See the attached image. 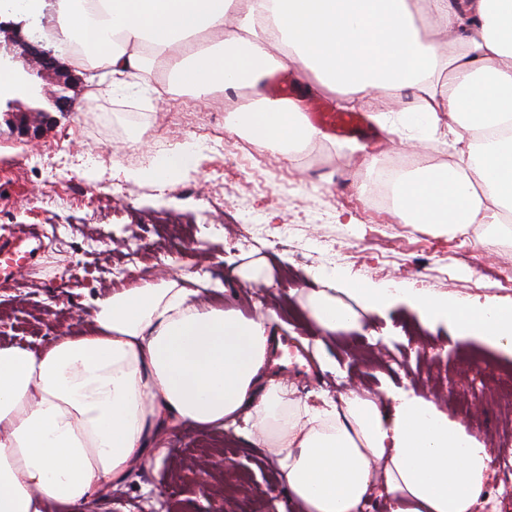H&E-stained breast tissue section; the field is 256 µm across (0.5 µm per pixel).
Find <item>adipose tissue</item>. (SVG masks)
<instances>
[{"mask_svg":"<svg viewBox=\"0 0 512 512\" xmlns=\"http://www.w3.org/2000/svg\"><path fill=\"white\" fill-rule=\"evenodd\" d=\"M49 39L110 86L153 93L147 52L171 84L207 97L247 89L233 132L285 160L322 132L300 100L274 101L265 81L298 69L307 89L353 109L368 91L410 90L413 102L375 111L386 133L441 139L450 162L415 166L394 184L399 223L457 234L494 226L512 239V0H23ZM280 55H273V48ZM184 144L133 172L169 185L197 171ZM322 272L301 289L313 339L358 332V311L403 303L452 341L479 339L512 356V302L348 285ZM192 274L124 288L93 302L90 330L45 347L0 346V512H71L150 462L175 426L207 432L244 423L269 448L294 512H477L490 477L484 445L434 399L391 385L314 401L272 377L275 310L255 316L204 302Z\"/></svg>","mask_w":512,"mask_h":512,"instance_id":"ef3b65f1","label":"adipose tissue"}]
</instances>
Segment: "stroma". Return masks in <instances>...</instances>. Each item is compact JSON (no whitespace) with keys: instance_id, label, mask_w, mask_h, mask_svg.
Segmentation results:
<instances>
[{"instance_id":"35a3bbf8","label":"stroma","mask_w":512,"mask_h":512,"mask_svg":"<svg viewBox=\"0 0 512 512\" xmlns=\"http://www.w3.org/2000/svg\"><path fill=\"white\" fill-rule=\"evenodd\" d=\"M72 112L57 115L33 142L13 132L0 99V235L22 225L43 233L36 259L0 278V345L40 348L60 331L88 324L96 298L157 280L182 269L208 274L221 291L204 299L251 316L276 310L281 346L270 372L292 381L299 397H339L355 387L381 392L384 382L440 400L449 419L483 442L493 457L512 451V409L499 408L474 383L480 376L512 378V358L479 340L450 347L446 325L425 328L417 312L399 305L386 313H362L363 332L337 336L317 350L301 317L299 288L340 257L345 282L406 283L433 292L452 291L471 300L512 301V244H483V225L456 236L423 224L396 223L391 208L367 209L375 174L362 151L386 163L397 150L372 127L371 137L321 139L309 151L321 170L279 161L277 168L234 164L223 140L205 142L196 129L230 124L219 94L197 98L168 88L165 61L150 76L154 97L110 89L89 70L72 66ZM171 122L178 143H190L203 159L197 173L159 187L126 180L129 163L113 153L125 142L148 166L165 153L155 132ZM140 141H129V127ZM287 233L288 244L274 238ZM271 278L268 287L248 283ZM387 344H378V337ZM159 462L134 469L108 486L91 512H289L288 497L269 450L230 431L209 434L182 426L158 451Z\"/></svg>"}]
</instances>
